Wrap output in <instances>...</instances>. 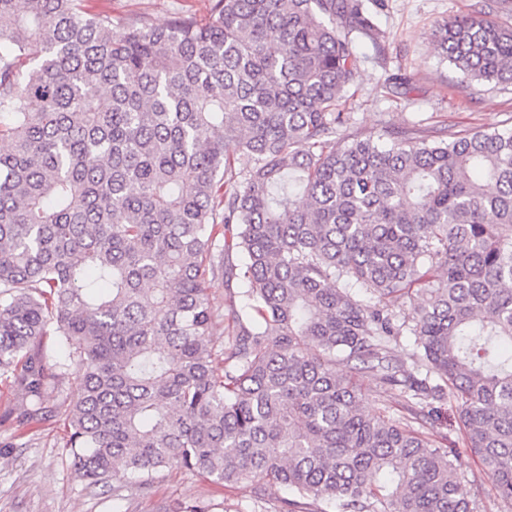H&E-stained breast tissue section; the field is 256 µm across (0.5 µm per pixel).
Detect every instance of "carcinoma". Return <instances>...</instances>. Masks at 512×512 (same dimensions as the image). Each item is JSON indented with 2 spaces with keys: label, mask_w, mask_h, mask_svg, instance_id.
<instances>
[{
  "label": "carcinoma",
  "mask_w": 512,
  "mask_h": 512,
  "mask_svg": "<svg viewBox=\"0 0 512 512\" xmlns=\"http://www.w3.org/2000/svg\"><path fill=\"white\" fill-rule=\"evenodd\" d=\"M384 8L208 0L155 27L0 0V378L45 419L57 337L87 486L174 468L285 486L287 512H473L451 449L362 411L366 373L415 416L455 399L512 504V127L350 132ZM432 36L464 82L512 84V27L467 13Z\"/></svg>",
  "instance_id": "1"
}]
</instances>
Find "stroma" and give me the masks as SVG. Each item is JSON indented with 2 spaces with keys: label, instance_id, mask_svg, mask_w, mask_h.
I'll use <instances>...</instances> for the list:
<instances>
[{
  "label": "stroma",
  "instance_id": "stroma-1",
  "mask_svg": "<svg viewBox=\"0 0 512 512\" xmlns=\"http://www.w3.org/2000/svg\"><path fill=\"white\" fill-rule=\"evenodd\" d=\"M380 25L389 35L386 63H377L371 46L358 49L361 57L355 95L345 105L353 129L376 131L381 125L414 126L424 133L448 127L467 133L476 128L512 127V85L475 82L462 86L455 68L437 54L430 38L434 25L457 15L491 9L493 18L512 25V0H387ZM88 9L112 16L124 24L148 22L161 26L183 9L204 13V0H86ZM402 73L407 84L399 91L384 89L387 75ZM79 370L70 366L50 399L49 417L22 418L10 383L0 379V512H177L186 504L203 501L211 512H278L286 489L265 491L262 506H254L256 486H224L199 474L170 469L159 474L148 490L85 489L70 468L63 449V422L69 405L79 395ZM361 382L368 391L367 412H388L396 422L425 432L436 446L453 448L463 463V474L474 500V512H512L501 501L489 473L466 448L453 423L449 401L437 403L432 414L407 418L398 396L384 391L370 376Z\"/></svg>",
  "mask_w": 512,
  "mask_h": 512
}]
</instances>
